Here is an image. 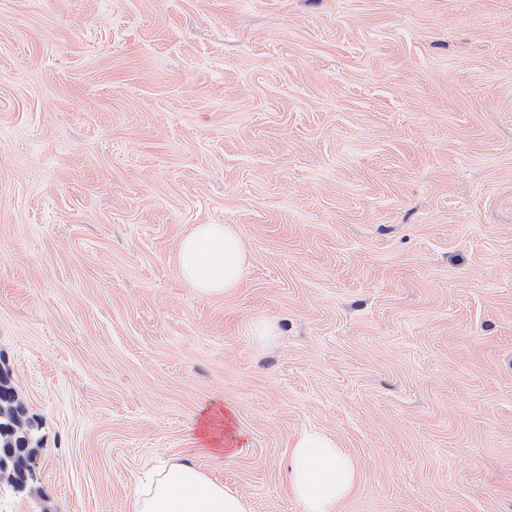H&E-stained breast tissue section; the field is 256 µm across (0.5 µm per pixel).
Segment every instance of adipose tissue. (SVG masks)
<instances>
[{"label": "adipose tissue", "instance_id": "adipose-tissue-1", "mask_svg": "<svg viewBox=\"0 0 512 512\" xmlns=\"http://www.w3.org/2000/svg\"><path fill=\"white\" fill-rule=\"evenodd\" d=\"M180 275L200 294L219 296L238 287L246 267L241 233L221 224H198L177 253ZM292 495L302 512H336L358 479L354 458L318 430L300 432L288 450ZM129 512H250L248 502L195 466L175 461L149 469L132 495Z\"/></svg>", "mask_w": 512, "mask_h": 512}]
</instances>
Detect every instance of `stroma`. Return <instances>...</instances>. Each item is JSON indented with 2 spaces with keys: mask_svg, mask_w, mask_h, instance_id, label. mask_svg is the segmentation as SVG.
<instances>
[{
  "mask_svg": "<svg viewBox=\"0 0 512 512\" xmlns=\"http://www.w3.org/2000/svg\"><path fill=\"white\" fill-rule=\"evenodd\" d=\"M197 224L243 235L224 295ZM0 367L39 427L0 512L173 460L301 512L304 429L336 512H512V0H0ZM179 274L204 296L237 288L246 267L241 233L224 224H197L177 253ZM292 495L303 512H335L357 483L354 458L336 440L318 430H303L290 443Z\"/></svg>",
  "mask_w": 512,
  "mask_h": 512,
  "instance_id": "obj_1",
  "label": "stroma"
}]
</instances>
